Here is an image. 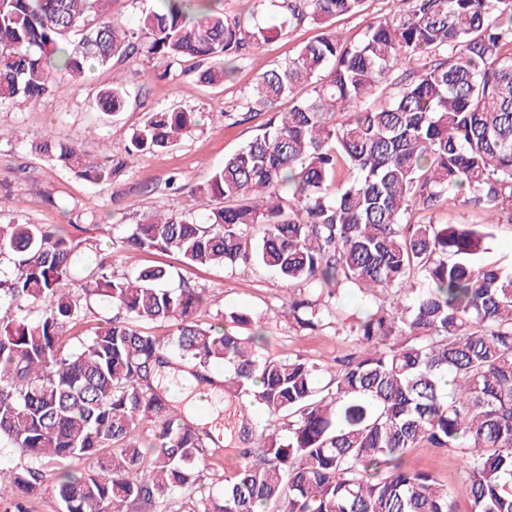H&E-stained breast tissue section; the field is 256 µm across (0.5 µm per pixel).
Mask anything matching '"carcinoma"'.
<instances>
[{
  "label": "carcinoma",
  "mask_w": 512,
  "mask_h": 512,
  "mask_svg": "<svg viewBox=\"0 0 512 512\" xmlns=\"http://www.w3.org/2000/svg\"><path fill=\"white\" fill-rule=\"evenodd\" d=\"M110 2L0 0V102L33 104L61 91L60 75L138 48L169 68L207 61L199 79L219 86L248 45L322 28L258 77L247 105L271 114L261 132L189 189L188 209L147 215L121 243L185 264L269 268L304 288L289 298L296 330L330 328L361 351L272 358L252 311L231 313L249 336L220 310L204 327L203 292L161 287L163 265L119 275L93 244L75 290L80 242L66 225L0 222V440L20 460L0 468V505L26 512L24 497L53 473L61 512H167L175 488L189 502L178 512H198L217 439L155 385L178 363L208 383L224 366V395L239 405L237 468L203 512H458L454 490L404 465L415 448L458 454L467 512H512V272L479 263L487 226L434 222L443 206L470 204L512 223V0H402L354 44L334 20L364 0H284L280 26L254 30L219 0H161L135 31ZM395 71L396 94L376 101ZM126 98L114 86L96 107L112 117ZM285 98L291 109L276 111ZM198 125L195 112H155L115 164L54 136L21 146L102 185ZM348 299L361 308L345 316ZM93 302L115 315L68 345ZM157 321L171 334L139 330ZM144 423L148 440L135 434ZM72 459L86 470L64 469Z\"/></svg>",
  "instance_id": "obj_1"
}]
</instances>
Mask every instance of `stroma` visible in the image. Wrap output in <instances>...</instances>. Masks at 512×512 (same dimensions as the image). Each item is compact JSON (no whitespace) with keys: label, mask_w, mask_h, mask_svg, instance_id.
Masks as SVG:
<instances>
[{"label":"stroma","mask_w":512,"mask_h":512,"mask_svg":"<svg viewBox=\"0 0 512 512\" xmlns=\"http://www.w3.org/2000/svg\"><path fill=\"white\" fill-rule=\"evenodd\" d=\"M400 5V0H365L362 12L337 18L336 27L349 42H358L369 23L391 17ZM319 33L312 24L285 30L274 42L239 57L234 75L216 88L200 83L194 61L168 69L158 59L137 54L91 67L86 78L69 83L65 93L35 104L23 108L0 104V182L12 194L18 217L33 224L74 225L77 240L117 254L115 272L167 265L172 271L171 287L186 283L204 290L210 299H220L225 310L245 307L256 312L266 322L265 352L271 357L319 361L353 352V342L331 331L297 332L288 315L289 284L270 270L190 266L173 254L129 250L120 243L122 226L138 223L157 210L185 208L189 203L187 187L202 183L258 133L265 115L249 116L244 110L255 79ZM115 84L126 89L127 104L124 112L107 123L93 102L100 90ZM172 108L201 113V126L176 146L142 156L133 168L117 174L110 186L90 185L48 161L12 150L6 141L7 135L18 129L31 139L52 135L78 140L94 156L108 145L118 159L123 157L134 128L150 113ZM406 463L433 473L452 487L460 512H465L464 475L454 451L417 448Z\"/></svg>","instance_id":"stroma-1"}]
</instances>
